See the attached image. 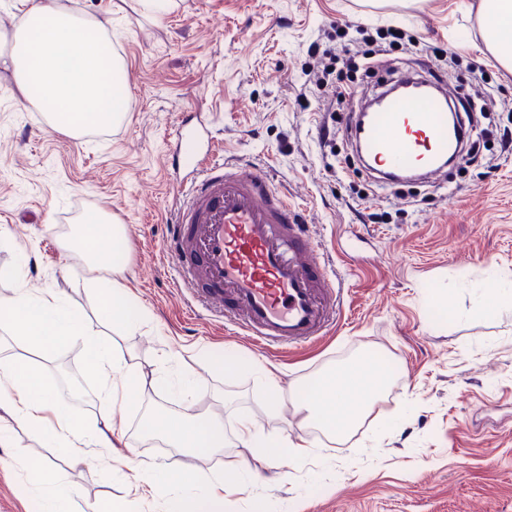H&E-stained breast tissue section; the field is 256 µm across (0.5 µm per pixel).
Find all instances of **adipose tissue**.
Instances as JSON below:
<instances>
[{"label": "adipose tissue", "instance_id": "adipose-tissue-1", "mask_svg": "<svg viewBox=\"0 0 512 512\" xmlns=\"http://www.w3.org/2000/svg\"><path fill=\"white\" fill-rule=\"evenodd\" d=\"M484 38L501 67L512 70V0H480ZM17 42L0 52V63L10 68L24 100H37L50 123L59 129L81 132L119 123L125 112L122 98L124 67L112 51L108 24L77 19L60 0H28L15 25ZM123 237L119 226L106 217L83 225L77 247L86 256L111 266L120 254ZM0 324L13 335L51 358L64 344H81L87 367L102 379L101 393L110 403L136 398L146 384L142 373L122 367L112 358L105 340L58 299H34L25 294L0 305ZM0 373L10 379L0 386V410L18 414L39 426L54 441L65 442L71 459L81 460L87 448L112 445L110 415L83 426L78 440H69L74 424L65 413L62 396L46 386L39 369L12 356L0 360ZM388 388V377L372 359L360 357L324 372L307 387L297 406L305 419L332 433L337 421L358 424L371 414ZM166 437L174 446L201 457L224 447V426L202 412L166 421ZM242 447L260 449L273 458H304L311 450L301 444L270 441L258 436L250 415L239 420ZM242 461L232 458L222 472L206 476L198 469L178 466L142 475L144 486L170 492L169 512H180V492L204 487L195 512H224L229 495L242 487Z\"/></svg>", "mask_w": 512, "mask_h": 512}]
</instances>
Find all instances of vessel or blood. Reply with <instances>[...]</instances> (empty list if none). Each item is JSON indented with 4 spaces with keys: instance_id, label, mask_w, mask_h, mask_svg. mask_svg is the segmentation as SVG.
Masks as SVG:
<instances>
[{
    "instance_id": "obj_1",
    "label": "vessel or blood",
    "mask_w": 512,
    "mask_h": 512,
    "mask_svg": "<svg viewBox=\"0 0 512 512\" xmlns=\"http://www.w3.org/2000/svg\"><path fill=\"white\" fill-rule=\"evenodd\" d=\"M349 125L360 162L382 178L443 174L461 136L448 126L447 103L421 93L391 97L365 120L352 112ZM180 140L195 150L167 226L177 288L265 350L328 336L343 312V285L299 210L262 170L210 163L192 131L181 130Z\"/></svg>"
}]
</instances>
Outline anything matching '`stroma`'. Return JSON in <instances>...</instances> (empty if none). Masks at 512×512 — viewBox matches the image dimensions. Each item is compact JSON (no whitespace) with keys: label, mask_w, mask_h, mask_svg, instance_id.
I'll use <instances>...</instances> for the list:
<instances>
[{"label":"stroma","mask_w":512,"mask_h":512,"mask_svg":"<svg viewBox=\"0 0 512 512\" xmlns=\"http://www.w3.org/2000/svg\"><path fill=\"white\" fill-rule=\"evenodd\" d=\"M86 19H111L125 65L120 124L72 134L22 99L0 68V301L18 291L58 297L112 345L121 365L150 380L136 403L112 406L118 466L89 449L73 461L26 419H8L0 447V512H40L18 495L32 456L49 459L74 512L119 500L126 512H166L145 494L143 470L192 461L206 474L239 456L246 476L226 512H512V312L489 308L486 280L512 284V71L487 49L478 0H169L164 12L141 0H62ZM346 24L337 33L336 23ZM387 26L464 55L431 58L432 72L461 97L477 159L448 176L381 185L345 163L353 156L346 115L316 86L321 50L363 49V31ZM486 65L487 79L467 67ZM215 137V162L264 170L299 207L345 283L342 319L326 341L288 352L257 351L239 330L195 315L174 286L163 240L179 178L165 163L178 149L182 117ZM336 131L323 145L322 127ZM99 210L123 230L118 267L77 251L65 226ZM128 293L138 319L109 326L99 316V280ZM232 354L220 371L203 353ZM380 352L397 366L391 389L355 430L328 438L291 402L270 407L254 362L284 395L336 364ZM39 363L49 387L79 385L67 400L81 424L100 416V378L80 344L41 359L0 327V357ZM209 412L224 426L222 452L190 458L149 419ZM269 438L315 445L312 457L275 461L242 452L240 412Z\"/></svg>","instance_id":"obj_1"}]
</instances>
